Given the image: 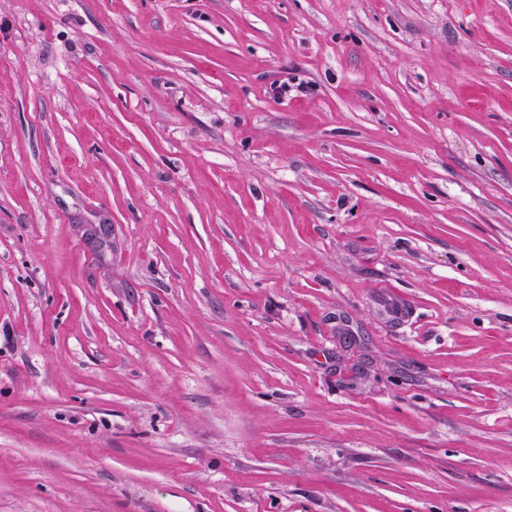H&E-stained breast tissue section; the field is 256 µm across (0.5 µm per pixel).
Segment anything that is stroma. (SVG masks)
<instances>
[{
    "label": "stroma",
    "instance_id": "35a3bbf8",
    "mask_svg": "<svg viewBox=\"0 0 512 512\" xmlns=\"http://www.w3.org/2000/svg\"><path fill=\"white\" fill-rule=\"evenodd\" d=\"M0 512H512V0H0Z\"/></svg>",
    "mask_w": 512,
    "mask_h": 512
}]
</instances>
